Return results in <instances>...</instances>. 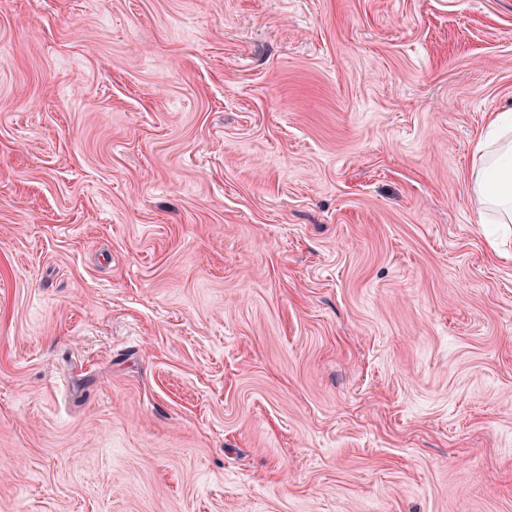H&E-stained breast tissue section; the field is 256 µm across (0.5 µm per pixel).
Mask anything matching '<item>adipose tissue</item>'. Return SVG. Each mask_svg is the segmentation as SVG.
Segmentation results:
<instances>
[{
    "label": "adipose tissue",
    "mask_w": 512,
    "mask_h": 512,
    "mask_svg": "<svg viewBox=\"0 0 512 512\" xmlns=\"http://www.w3.org/2000/svg\"><path fill=\"white\" fill-rule=\"evenodd\" d=\"M468 182L485 224H512V113L501 112L472 146Z\"/></svg>",
    "instance_id": "ef3b65f1"
}]
</instances>
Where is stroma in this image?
<instances>
[{
    "instance_id": "35a3bbf8",
    "label": "stroma",
    "mask_w": 512,
    "mask_h": 512,
    "mask_svg": "<svg viewBox=\"0 0 512 512\" xmlns=\"http://www.w3.org/2000/svg\"><path fill=\"white\" fill-rule=\"evenodd\" d=\"M512 0H0V512H512ZM468 182L483 224H512V113L491 117L472 146Z\"/></svg>"
}]
</instances>
